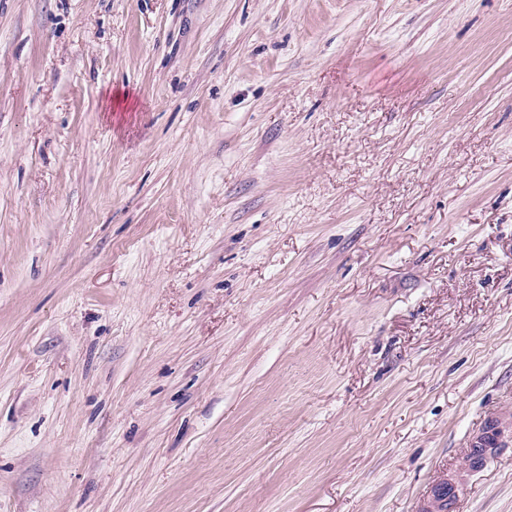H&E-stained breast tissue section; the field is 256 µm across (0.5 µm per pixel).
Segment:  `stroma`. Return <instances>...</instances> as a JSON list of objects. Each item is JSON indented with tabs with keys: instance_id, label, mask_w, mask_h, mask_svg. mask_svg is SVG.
<instances>
[{
	"instance_id": "obj_1",
	"label": "stroma",
	"mask_w": 512,
	"mask_h": 512,
	"mask_svg": "<svg viewBox=\"0 0 512 512\" xmlns=\"http://www.w3.org/2000/svg\"><path fill=\"white\" fill-rule=\"evenodd\" d=\"M443 479L512 512V0H0V512Z\"/></svg>"
}]
</instances>
